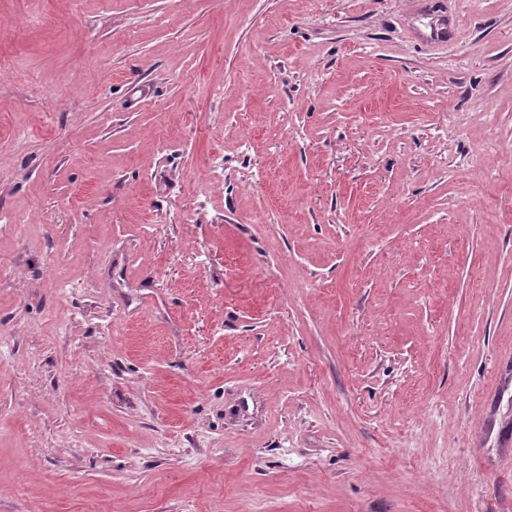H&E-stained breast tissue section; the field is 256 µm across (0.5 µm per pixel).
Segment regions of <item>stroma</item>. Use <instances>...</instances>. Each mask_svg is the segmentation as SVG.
Here are the masks:
<instances>
[{
	"mask_svg": "<svg viewBox=\"0 0 512 512\" xmlns=\"http://www.w3.org/2000/svg\"><path fill=\"white\" fill-rule=\"evenodd\" d=\"M512 0H0V512H512Z\"/></svg>",
	"mask_w": 512,
	"mask_h": 512,
	"instance_id": "stroma-1",
	"label": "stroma"
}]
</instances>
